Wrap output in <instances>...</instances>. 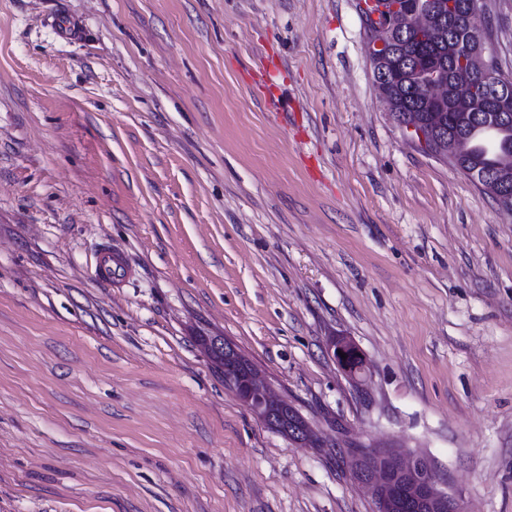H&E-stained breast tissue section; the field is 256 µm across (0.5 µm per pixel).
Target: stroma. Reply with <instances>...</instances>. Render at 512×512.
Listing matches in <instances>:
<instances>
[{
	"label": "stroma",
	"mask_w": 512,
	"mask_h": 512,
	"mask_svg": "<svg viewBox=\"0 0 512 512\" xmlns=\"http://www.w3.org/2000/svg\"><path fill=\"white\" fill-rule=\"evenodd\" d=\"M366 42L361 0H0V512H374L367 445L512 512V212L406 139ZM213 336L212 337H206V338H203L202 339V342L204 344V346L206 347L210 357L212 358V360L223 370V367H224V354L226 355H229L231 358H233L236 362H238L239 364H242V365H245V366H249L251 365L246 359L243 358V356L238 352L237 348L234 346V344H232L231 342H229L228 340L222 338V337H217L215 338V347L216 348H220V347H223L224 350H221V351H217V350H214L212 347H211V343L213 341ZM353 348L357 349L356 352L363 359V364L359 367H353L350 363V349ZM338 351L345 353L346 358H341V354H338ZM328 355L334 360L340 371L353 380H359L367 374L368 363L365 356L362 354L358 346L347 338H340L331 341L328 346ZM238 400L247 406L265 425L279 427V424L266 411L267 404L281 402L270 391L266 382L261 381L254 368L245 385L230 388Z\"/></svg>",
	"instance_id": "stroma-1"
}]
</instances>
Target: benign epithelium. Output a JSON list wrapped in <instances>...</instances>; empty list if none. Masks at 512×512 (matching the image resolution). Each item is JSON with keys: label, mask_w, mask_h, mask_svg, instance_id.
I'll use <instances>...</instances> for the list:
<instances>
[{"label": "benign epithelium", "mask_w": 512, "mask_h": 512, "mask_svg": "<svg viewBox=\"0 0 512 512\" xmlns=\"http://www.w3.org/2000/svg\"><path fill=\"white\" fill-rule=\"evenodd\" d=\"M481 14V2L468 0L462 11L454 12V21L466 26L470 35L469 41L448 47V52L460 60L462 71L481 76V86H472V81L465 77L457 82L454 95L466 112L485 111L493 112L498 117L512 114V93L500 92L497 87L503 80L491 63L484 59V44L481 33L474 30L475 20ZM384 29L388 37L380 39L373 44L372 60L378 67L376 70V84L384 98H389L385 82L390 77L387 67L391 61V44L393 38L400 35L399 25L407 22L411 25L421 23L432 33L448 22V2L446 0H418L416 6H411L408 0H391L382 11ZM420 81L424 86L440 84L447 88L448 83L441 71L427 65L420 73ZM444 113L433 108L421 116L402 117L397 120L398 125L406 132L410 139L422 145L435 146L442 131ZM512 184V160H507L489 178L483 180L480 187L491 193L503 190ZM356 344L347 339L340 338L330 342L328 355L334 360L337 367L346 376L359 380L367 374L368 363L354 367L350 363V350ZM238 400L247 406L255 416L268 426L276 427L278 422L266 411L267 404L277 401L271 393L266 382L259 379L256 372H251L249 381L245 385L232 387ZM393 467L388 470L381 467L380 460L384 457L383 449H370V462L360 474L359 481L370 487L376 501L384 504L389 501L392 493L390 471L407 475L415 480L421 495L431 504L435 512H461L456 497L440 487V482L432 466L417 454H402L391 451Z\"/></svg>", "instance_id": "obj_1"}]
</instances>
